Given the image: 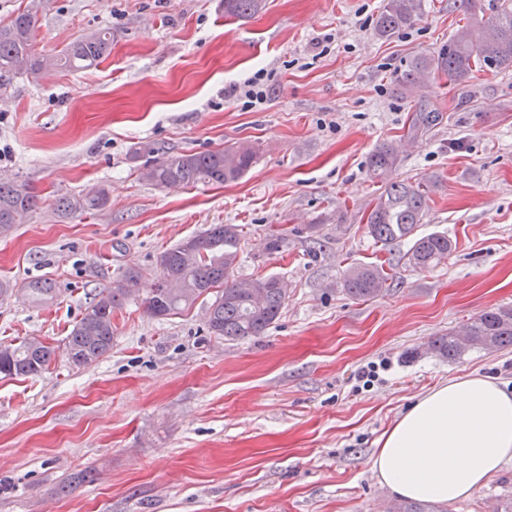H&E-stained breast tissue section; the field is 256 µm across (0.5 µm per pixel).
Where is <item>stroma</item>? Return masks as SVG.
<instances>
[{"mask_svg": "<svg viewBox=\"0 0 512 512\" xmlns=\"http://www.w3.org/2000/svg\"><path fill=\"white\" fill-rule=\"evenodd\" d=\"M382 0H264L231 19L224 0H44L34 48L53 55L112 32L99 65L18 74L1 97L0 179L38 207L0 236V345L38 339L45 372L0 374V512H387L372 469L381 434L427 391L479 374L512 390V351L448 362L428 343L470 317L512 307V70L474 72L406 95L395 70L447 44L469 20L425 0L409 28L381 39ZM263 104L226 96L257 70ZM435 115L416 130L421 112ZM252 143L237 182L158 188L145 157ZM411 143L394 174L433 182L418 234L452 252L428 268L381 247L366 207L382 191L367 161L383 142ZM103 188L107 207L61 215L56 201ZM213 224L244 232L234 275L288 284L279 320L233 343L209 333L203 304L166 319L140 301L166 249ZM281 230L277 253L264 249ZM383 268L370 300L342 289L348 268ZM139 299L114 318L111 352L69 363L66 338L85 307L127 269ZM50 281L54 299L26 294ZM375 364L369 383L358 375ZM93 483L64 493L70 474ZM512 497V460L446 512H495Z\"/></svg>", "mask_w": 512, "mask_h": 512, "instance_id": "obj_1", "label": "stroma"}]
</instances>
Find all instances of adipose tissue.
I'll list each match as a JSON object with an SVG mask.
<instances>
[{
  "label": "adipose tissue",
  "instance_id": "adipose-tissue-1",
  "mask_svg": "<svg viewBox=\"0 0 512 512\" xmlns=\"http://www.w3.org/2000/svg\"><path fill=\"white\" fill-rule=\"evenodd\" d=\"M372 467L396 496L452 503L512 460V392L466 375L429 390L384 431Z\"/></svg>",
  "mask_w": 512,
  "mask_h": 512
}]
</instances>
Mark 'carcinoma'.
Segmentation results:
<instances>
[{
  "mask_svg": "<svg viewBox=\"0 0 512 512\" xmlns=\"http://www.w3.org/2000/svg\"><path fill=\"white\" fill-rule=\"evenodd\" d=\"M469 15V22L459 27L448 45L430 54L411 58L396 76L400 90L426 88L439 76L462 84L476 68L492 72L512 68V0H497L492 17L481 16L482 0H453ZM262 0H224V14L248 17ZM423 0H383L374 32L389 39L414 24L422 12ZM41 9V0H29L27 6L0 24V90L7 88L20 73L38 74L56 67L86 69L97 65L109 53L112 32L87 33L67 45L57 55L35 52L32 37ZM256 160L254 147L247 143L192 154L163 155L149 162L145 176L156 187L169 185L224 184L241 179ZM399 161V148L380 144L368 158V171L382 184L367 217L366 229L372 239L384 246L403 239L413 243L405 254L413 267H430L448 256L452 242L445 234L416 236L428 207L430 186L425 182H404L393 178ZM109 203L104 189L78 198H62L59 211L100 210ZM38 206V196L29 189L0 181V234L17 224H25ZM207 248L193 258L184 256L185 243L164 251L158 260L160 275L144 300L149 314L166 319L179 315L196 302L213 296L207 311L208 331L226 341H240L261 336L281 316L288 296V284L276 276L236 279L232 271L242 249L243 234L238 224H214L204 234ZM138 274L129 269L122 277L95 295L74 324L65 346L68 360L75 366H89L105 358L112 349V319L134 293ZM388 275L373 265L351 267L343 279L344 291L353 298L372 299L387 286ZM35 301L54 298L55 288L46 280L28 286ZM263 294L256 303L252 293ZM512 347V308L485 310L471 317L461 329L450 330L431 341L436 356L450 362L473 350L495 352ZM55 349L27 340L15 347L0 349V374L9 377L34 376L46 370ZM391 512H444L431 501L397 499Z\"/></svg>",
  "mask_w": 512,
  "mask_h": 512,
  "instance_id": "1",
  "label": "carcinoma"
}]
</instances>
